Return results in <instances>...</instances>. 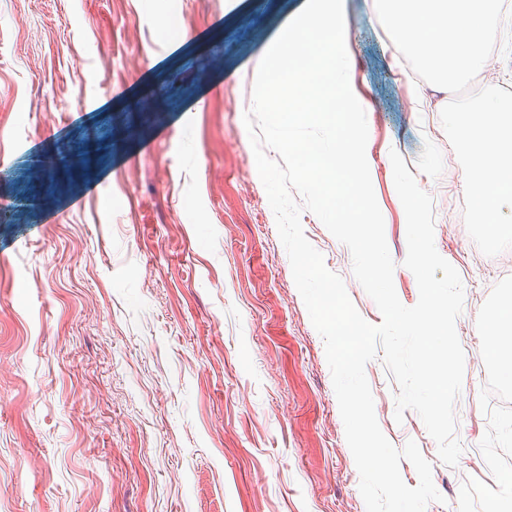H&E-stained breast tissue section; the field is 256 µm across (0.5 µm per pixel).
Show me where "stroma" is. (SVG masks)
<instances>
[{
  "label": "stroma",
  "instance_id": "obj_1",
  "mask_svg": "<svg viewBox=\"0 0 512 512\" xmlns=\"http://www.w3.org/2000/svg\"><path fill=\"white\" fill-rule=\"evenodd\" d=\"M344 3L397 296L411 307L419 290L391 143L437 171L435 246L464 290L457 465L415 411L396 420L379 356L365 369L376 418L430 462L442 499L426 512H488L491 497L512 512V381L491 354L512 248L480 257L437 103L414 111L417 78L391 68L374 0ZM301 4L0 0V512H366L243 122ZM301 223L380 324L349 248L310 211Z\"/></svg>",
  "mask_w": 512,
  "mask_h": 512
}]
</instances>
